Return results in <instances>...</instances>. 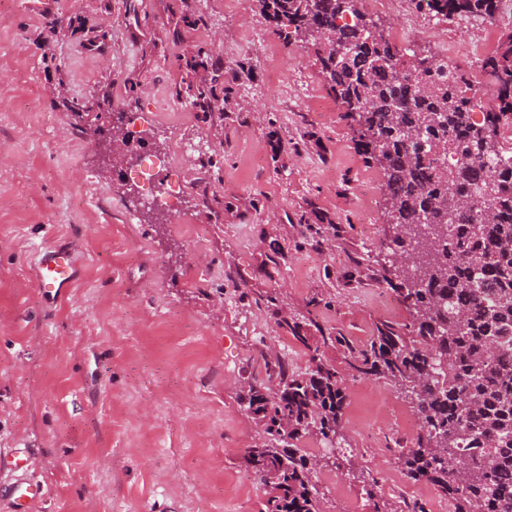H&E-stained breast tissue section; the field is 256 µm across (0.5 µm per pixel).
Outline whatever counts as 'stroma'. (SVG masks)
Wrapping results in <instances>:
<instances>
[{
	"mask_svg": "<svg viewBox=\"0 0 512 512\" xmlns=\"http://www.w3.org/2000/svg\"><path fill=\"white\" fill-rule=\"evenodd\" d=\"M185 14L204 22L171 42ZM379 17L390 30L415 24L401 46L419 55L448 58L471 37L407 5ZM203 43L249 71L220 118L173 96L182 59ZM280 51L295 65L275 80ZM106 80L99 125L135 115L132 154L160 155L166 177L210 165L208 202L187 190L158 224L127 173L100 181L54 89L86 98ZM1 81L0 484L12 455L28 452L45 489L32 512H264V489L240 460L263 440L241 386L265 354L298 371L307 362L275 308L311 313L359 347L377 323L409 319L378 276L395 232L383 173L357 152L342 110L304 107L333 100L313 51L284 42L255 0L232 11L224 0H0ZM313 205L328 218L318 244L299 225ZM50 246L80 261L61 298L34 278ZM331 357L345 378L339 442L354 466L315 470L323 512H374L371 482L392 510L437 512L439 497L394 462L417 438L400 425L412 404L382 380L349 379L342 351Z\"/></svg>",
	"mask_w": 512,
	"mask_h": 512,
	"instance_id": "1",
	"label": "stroma"
}]
</instances>
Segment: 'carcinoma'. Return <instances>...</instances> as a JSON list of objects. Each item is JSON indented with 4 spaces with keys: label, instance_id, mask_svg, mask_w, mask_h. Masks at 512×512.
<instances>
[{
    "label": "carcinoma",
    "instance_id": "carcinoma-1",
    "mask_svg": "<svg viewBox=\"0 0 512 512\" xmlns=\"http://www.w3.org/2000/svg\"><path fill=\"white\" fill-rule=\"evenodd\" d=\"M259 13L286 41L314 48L329 92L346 112L364 113L353 129L356 150L383 172L385 212L401 231L386 244L404 254L429 239L424 267L406 277L383 267L382 280L406 306V323L381 321L362 349L313 319L284 315L278 326L307 350L297 373L278 355L263 356L264 374L245 379L241 401L263 428L264 440L242 454L267 496L265 512H322L310 458L298 446L315 434L335 446L345 399L344 378L327 356L343 349L351 378L384 380L408 398L421 421L410 448L395 464L427 484L453 512H512V158L498 134L512 124V31L483 62L498 85L501 106L474 116L462 67L432 56L406 57L365 0H257ZM437 19L489 18L498 0H410ZM334 34L336 57L320 41ZM192 79L175 87L197 111L229 102L245 67L197 48L185 57ZM112 97V84L61 106L82 134ZM494 176L484 201L492 219L479 222L471 206Z\"/></svg>",
    "mask_w": 512,
    "mask_h": 512
}]
</instances>
